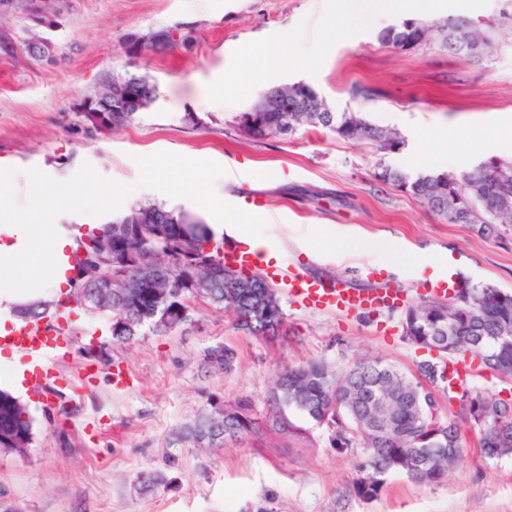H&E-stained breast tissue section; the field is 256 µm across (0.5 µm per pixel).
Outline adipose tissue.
Segmentation results:
<instances>
[{
	"label": "adipose tissue",
	"instance_id": "ef3b65f1",
	"mask_svg": "<svg viewBox=\"0 0 512 512\" xmlns=\"http://www.w3.org/2000/svg\"><path fill=\"white\" fill-rule=\"evenodd\" d=\"M203 208L223 212L216 232H225L254 251L271 252L270 241L253 232L235 208H225L223 194L197 190ZM80 229L42 224L25 218L0 224V327L18 324L17 311L55 297L65 282L66 252L78 249Z\"/></svg>",
	"mask_w": 512,
	"mask_h": 512
}]
</instances>
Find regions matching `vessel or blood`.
Wrapping results in <instances>:
<instances>
[{
    "mask_svg": "<svg viewBox=\"0 0 512 512\" xmlns=\"http://www.w3.org/2000/svg\"><path fill=\"white\" fill-rule=\"evenodd\" d=\"M224 261L236 268H265L268 275L282 288L296 307L317 313H337L345 316L387 314L404 306L407 289L394 281L392 274L375 266L366 267L365 273L372 281L369 290L350 287L342 277L332 279L312 278L293 263L270 264L265 254L239 246L226 250ZM458 269L449 265L447 272L423 279L416 291L424 297L451 296L458 287ZM58 318L25 321L15 327L0 331V352H14L26 360V380L29 385L45 388L57 384L51 373L55 360L71 345L68 323V305H61Z\"/></svg>",
    "mask_w": 512,
    "mask_h": 512,
    "instance_id": "b4317fda",
    "label": "vessel or blood"
}]
</instances>
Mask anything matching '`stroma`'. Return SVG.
I'll return each mask as SVG.
<instances>
[{"label":"stroma","instance_id":"35a3bbf8","mask_svg":"<svg viewBox=\"0 0 512 512\" xmlns=\"http://www.w3.org/2000/svg\"><path fill=\"white\" fill-rule=\"evenodd\" d=\"M42 2L0 8V42L12 46L0 50V161L30 176L50 169L59 190L37 201L41 223H106L105 198L144 179L138 155L178 156L183 177L205 189L210 172L223 169L225 207L260 216L254 232L311 274L338 272L360 285L370 264L421 271L420 251L432 247L459 256L472 282L512 291V224L481 236L373 177L381 163L412 176L435 172L440 152L463 154V172L492 156L512 160V0H382L379 22L350 24L342 0H54L58 13L38 20L31 7ZM462 17L492 27L493 52L477 61L453 54L434 32L412 49L378 39L406 19ZM174 26L191 33L188 46L137 60L125 54L129 35ZM286 32L294 39L279 84L308 83L332 111L363 112L396 129L400 152L328 131L240 133L236 115L259 98L254 54ZM38 38L52 50L33 60L25 48ZM127 71L157 82L156 102L118 133H78L75 106L101 79ZM356 85L372 97L352 99ZM190 112L197 125L185 123ZM314 225L347 237L309 242ZM373 243L379 253L362 252ZM281 306L285 323L270 340L196 299L176 330L144 327L123 343L112 338L111 314L72 312V345L53 366L68 389L51 399L27 392L33 443L22 456L0 453V512H512V457L485 456L474 428L462 427L460 460L442 482L395 473L373 499L353 491L362 450L336 452L325 427L292 409L294 431H276L268 396L278 367L320 358L344 371L377 355L411 370L428 356L403 337L402 312L382 331L373 316L312 313L286 299ZM224 344L237 353L228 374L204 362ZM118 364L133 376L129 391L110 385ZM241 398L253 405L256 433L206 452L179 440L201 409ZM153 471L166 484L144 481Z\"/></svg>","mask_w":512,"mask_h":512}]
</instances>
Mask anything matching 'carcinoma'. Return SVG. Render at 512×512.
Segmentation results:
<instances>
[{"label": "carcinoma", "mask_w": 512, "mask_h": 512, "mask_svg": "<svg viewBox=\"0 0 512 512\" xmlns=\"http://www.w3.org/2000/svg\"><path fill=\"white\" fill-rule=\"evenodd\" d=\"M430 27L418 20H405L379 33V40L403 49L414 48L428 40ZM112 96L131 90L134 98L116 112H102L95 105L90 112L80 113L81 123L91 125L98 133L111 134L130 124L141 113L138 100L158 98V85L146 75L128 73L109 78ZM311 86L297 82L278 86L265 93L272 99L270 111L260 114V122L251 123V112L236 116L237 128L249 138L268 136L291 137L299 130H324L337 137L359 142L367 140L382 152H387L400 139L398 133L370 121L362 112H318L310 120L302 108L313 103L308 96ZM375 179L391 184L408 193L450 224H469L487 237L498 236L499 225L512 224V162L491 157L463 175L453 172L420 174L414 178L384 163L377 166ZM170 222L185 226L187 253H173L146 245L135 238L113 239L116 251L134 254L131 275L153 277L168 268L175 275L170 287L174 303L189 310L187 301L195 296L193 286L200 282L208 288L207 300L221 306L235 317L238 329L252 335L275 336L284 322V312L275 290L258 273L247 279L249 287L233 288L231 270L224 263V239L216 238L209 225L183 209H168L159 204L135 203L127 211L101 229L107 236L121 224H143L151 231H162ZM478 300L464 304L457 298L446 302L428 300L407 306L402 322L406 340L421 348L441 336L448 337L451 353L493 357L492 363L479 360V365L503 374H512V344L503 347L495 339L512 341V293L490 283H470ZM110 312L118 321L129 323V335L148 326L155 331L169 328L142 310L141 300L112 295ZM236 351L228 346H216L207 351L206 363L224 373L236 364ZM434 364L424 361L416 372H404L381 357H365L350 369L337 372L321 360H312L298 367L277 370L270 401L285 403L281 384L293 390L296 399L288 403L325 427L334 426L330 444L338 452L361 448L366 460L363 475L354 483V492L363 499L377 497L384 487L385 477L402 473L419 483L437 482L446 477L455 465L459 453L457 424L441 423L429 430L431 419L427 408L433 404L427 382H435ZM447 383L448 398L464 399L475 394L468 381L449 373L441 377ZM393 396L389 410H372L374 395ZM484 403L497 410L495 417L484 422L470 418L480 430V446L490 457L512 455V403L495 394H481ZM243 418L228 423L214 412L201 415L187 428L186 438L197 444L200 434L212 433L222 441H237L252 433L255 419L252 403L237 401ZM10 415L11 426L19 433H33L32 419L26 406L5 391H0V423Z\"/></svg>", "instance_id": "1"}]
</instances>
